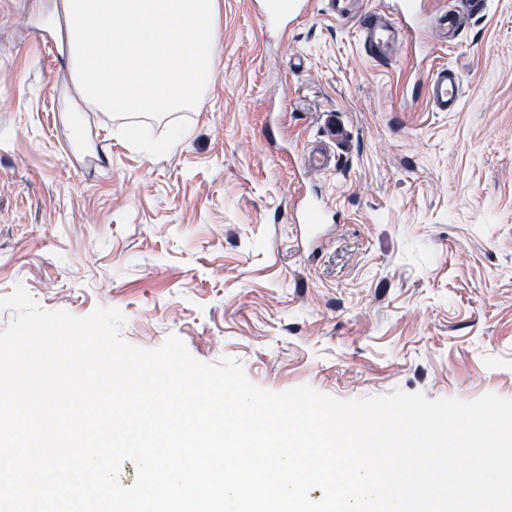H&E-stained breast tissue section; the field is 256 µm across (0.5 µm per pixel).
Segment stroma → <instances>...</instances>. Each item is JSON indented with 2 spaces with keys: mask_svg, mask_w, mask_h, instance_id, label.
<instances>
[{
  "mask_svg": "<svg viewBox=\"0 0 512 512\" xmlns=\"http://www.w3.org/2000/svg\"><path fill=\"white\" fill-rule=\"evenodd\" d=\"M60 3L0 0V296L118 309L127 343L176 335L276 393L512 398V0L386 61L325 0L277 40L220 0L214 82L162 157L80 100ZM442 66L455 112L426 100ZM329 112L350 142L310 177L293 162ZM315 192L322 233L295 241ZM426 91L433 111H458L464 93L460 73L452 66L438 68L429 76Z\"/></svg>",
  "mask_w": 512,
  "mask_h": 512,
  "instance_id": "1",
  "label": "stroma"
}]
</instances>
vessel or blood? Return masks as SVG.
I'll list each match as a JSON object with an SVG mask.
<instances>
[{
	"label": "vessel or blood",
	"mask_w": 512,
	"mask_h": 512,
	"mask_svg": "<svg viewBox=\"0 0 512 512\" xmlns=\"http://www.w3.org/2000/svg\"><path fill=\"white\" fill-rule=\"evenodd\" d=\"M329 11L337 18L354 17L365 49L376 59L392 56L405 44L421 39L424 35L419 0H392L388 11L364 7L362 0H327ZM310 7V0H257V13L269 30H277L281 13L294 18L304 17ZM488 0H460L458 9L436 16L433 28L444 40L455 38L464 18L485 14ZM428 103L436 112L457 111L463 95V83L458 70L451 66L438 68L433 72L426 86ZM350 138L335 114H328L323 126L322 140L312 146L302 157V168L320 172L330 167L332 157L328 145L340 146ZM327 203L315 195L297 211L296 231L301 238H316L318 225Z\"/></svg>",
	"instance_id": "b4317fda"
}]
</instances>
